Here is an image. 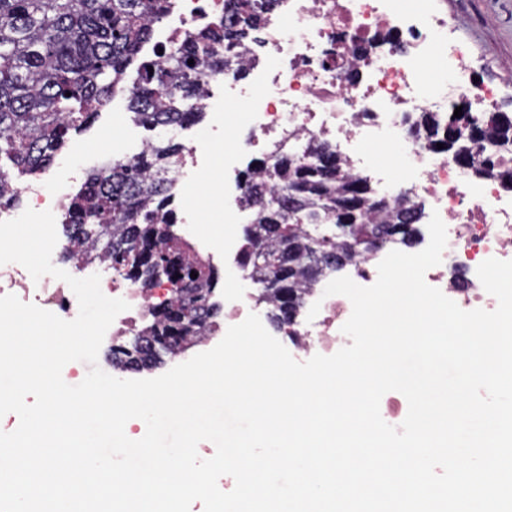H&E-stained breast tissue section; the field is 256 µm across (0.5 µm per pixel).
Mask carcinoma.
Returning <instances> with one entry per match:
<instances>
[{"mask_svg": "<svg viewBox=\"0 0 512 512\" xmlns=\"http://www.w3.org/2000/svg\"><path fill=\"white\" fill-rule=\"evenodd\" d=\"M267 6L268 0H228L226 16L190 36L153 71L141 68L128 100L135 119L149 128L202 120L196 106L202 67H220L219 49L231 50L256 28ZM169 9L170 0H0V194L7 179L44 171L90 114L111 101L150 26ZM462 112L461 118L448 116V125L437 126L434 135L456 160L483 152L482 164L470 166L469 174L489 177L493 156L512 147V114L497 113L490 131L468 108ZM152 152L165 168L180 148L169 142ZM267 177L271 185L252 186L254 231L245 240L257 281L289 271L283 280L296 302L322 273L325 253L340 252L350 262L384 233L406 247L415 242L418 230L406 212L376 198L365 179L341 173L331 153L323 165H274ZM167 192L164 180L137 163L118 162L107 173L90 174L63 217L64 257L101 241L116 268L147 282L150 270H138L137 248L149 243L155 257L182 275L198 273L193 287H213V268L173 230ZM132 362L144 369L162 359L112 350L113 366Z\"/></svg>", "mask_w": 512, "mask_h": 512, "instance_id": "1", "label": "carcinoma"}]
</instances>
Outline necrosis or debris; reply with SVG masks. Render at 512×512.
I'll list each match as a JSON object with an SVG mask.
<instances>
[{
	"mask_svg": "<svg viewBox=\"0 0 512 512\" xmlns=\"http://www.w3.org/2000/svg\"><path fill=\"white\" fill-rule=\"evenodd\" d=\"M171 3L140 48L145 64L160 62L162 53L224 12V0ZM469 54L464 43L449 40L448 21L438 15L434 0H274L239 45L231 69L204 78L199 103L209 109V123L190 121L161 134L182 146L181 160L167 176L174 222L196 239L212 264L235 271L224 290V322L205 332L207 347H215L228 326L249 314L269 319L237 231L248 218L247 182H259L279 159L311 155L321 144L336 154L346 173L367 179L378 195L421 208L422 223L440 215L447 245L441 263L425 274L430 286L465 310L495 304L476 270L492 257L512 260V191L500 179L512 171V153L497 159L496 176L474 180L447 152L429 144L422 124L426 118L447 122L462 102L485 117L496 114L499 90L476 81ZM227 103L236 108L230 127L219 112ZM71 153L62 175L10 181L7 197L0 199V221L27 208L61 214L71 184L84 170L77 159L85 147ZM205 186L208 201L219 204L225 223L236 228L220 246L201 226L199 197ZM63 268L77 278L99 275L107 297L128 303L108 330L116 340L141 334L152 309L173 298L166 282L128 278L98 250L68 260ZM6 294L65 320L79 311L67 283L49 275L32 279L17 263L0 265V296ZM303 302L319 305L316 317L277 329L278 340L296 361L330 356L350 345L342 331L352 313L347 297L323 296L313 285Z\"/></svg>",
	"mask_w": 512,
	"mask_h": 512,
	"instance_id": "1",
	"label": "necrosis or debris"
}]
</instances>
